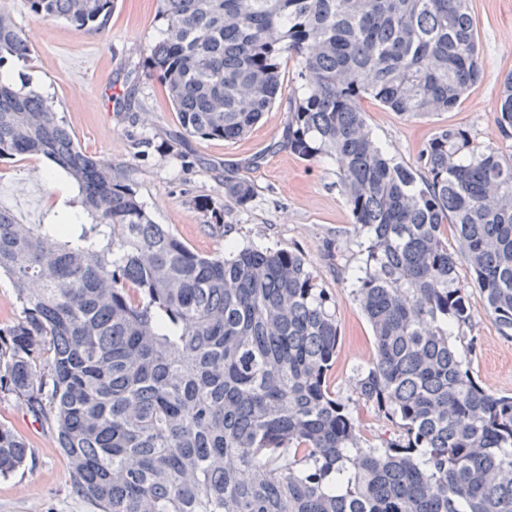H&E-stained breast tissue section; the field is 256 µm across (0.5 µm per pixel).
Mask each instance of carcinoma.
I'll return each instance as SVG.
<instances>
[{"instance_id": "carcinoma-1", "label": "carcinoma", "mask_w": 512, "mask_h": 512, "mask_svg": "<svg viewBox=\"0 0 512 512\" xmlns=\"http://www.w3.org/2000/svg\"><path fill=\"white\" fill-rule=\"evenodd\" d=\"M37 19L101 28L114 0H27ZM150 72L192 137L247 135L298 63L277 147L339 165L365 236L342 280L375 358L355 398L327 385L336 299L305 258L269 246L201 255L154 222L123 167L80 150L53 102L0 70V160L42 155L77 210L22 224L0 207V396L40 416L96 512H512V395L484 390L450 336L469 323L467 265L512 335V156L442 126L416 165L368 125L451 112L482 74L469 0H158ZM29 44L0 0V64ZM494 121L512 137V73ZM253 187L224 174L239 208ZM454 229L448 247L444 226ZM395 436L360 439L359 403ZM31 455L0 424V476ZM21 309L16 303L13 288L5 278L0 279V325L16 322L21 317Z\"/></svg>"}]
</instances>
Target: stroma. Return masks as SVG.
Returning <instances> with one entry per match:
<instances>
[{"mask_svg":"<svg viewBox=\"0 0 512 512\" xmlns=\"http://www.w3.org/2000/svg\"><path fill=\"white\" fill-rule=\"evenodd\" d=\"M21 31H35L26 60L4 70L16 87L52 100L87 154L125 164L130 183L156 223L194 251L209 255L225 245L248 244L299 250L319 283L336 299L341 335L329 375L331 390L350 397L353 370L374 356L371 328L337 274L360 261L362 235L338 182L335 161L303 160L277 148L288 111L296 61L285 65L286 81L274 106L253 131L232 141L182 134L179 119L147 60L158 36V0H116L105 27L78 31L60 19L34 18L26 0H10ZM478 26L483 75L451 112L404 119L378 102L362 104L369 126L405 164L436 128L463 126L476 142L512 154L493 116L503 78L512 72V0H470ZM37 166L47 177L30 182ZM237 167L254 188L247 207L224 203V169ZM74 198L76 186L46 158L0 162V207L26 224L51 222L53 196ZM223 213L224 227L215 224ZM459 286L472 318L453 339L466 368L486 391L512 394V336L501 335L486 314L483 296L468 268ZM0 423L14 429L31 450L24 469L0 478V512H93L71 489L70 465L55 435L11 397H0Z\"/></svg>","mask_w":512,"mask_h":512,"instance_id":"35a3bbf8","label":"stroma"}]
</instances>
